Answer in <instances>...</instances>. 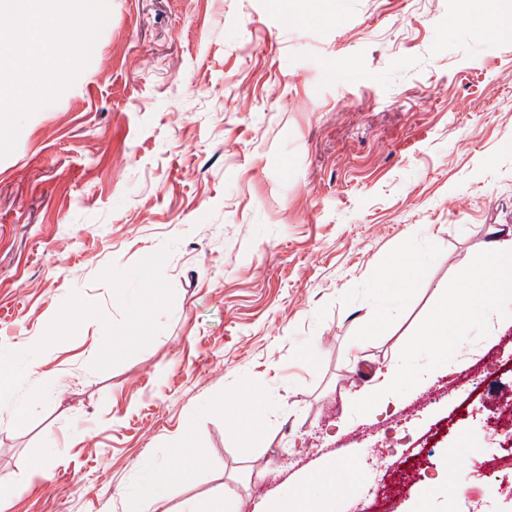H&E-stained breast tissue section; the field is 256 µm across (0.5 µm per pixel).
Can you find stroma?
Returning a JSON list of instances; mask_svg holds the SVG:
<instances>
[{
  "label": "stroma",
  "mask_w": 512,
  "mask_h": 512,
  "mask_svg": "<svg viewBox=\"0 0 512 512\" xmlns=\"http://www.w3.org/2000/svg\"><path fill=\"white\" fill-rule=\"evenodd\" d=\"M88 65L0 159V358L27 415L12 512H165L216 489L263 512L327 466L420 477L392 512H512L477 451L512 395V302L448 371L355 395L512 230V0H107ZM411 249L423 273H383ZM73 322L51 324L61 309ZM315 347L313 363L302 351ZM251 391V443L224 412ZM190 451H183L185 440ZM421 265L412 251H403L384 272V279L397 294L406 295L421 276ZM385 377V386L382 390L363 394L355 400V405L360 411L371 416L397 403L399 397L397 386L401 380L405 379L403 367L398 364L390 365ZM48 470V459H44L31 469L27 484L30 485L34 481L43 478ZM25 485L0 484V511L9 512L14 504L15 499L22 493Z\"/></svg>",
  "instance_id": "35a3bbf8"
}]
</instances>
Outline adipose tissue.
<instances>
[{
    "instance_id": "adipose-tissue-1",
    "label": "adipose tissue",
    "mask_w": 512,
    "mask_h": 512,
    "mask_svg": "<svg viewBox=\"0 0 512 512\" xmlns=\"http://www.w3.org/2000/svg\"><path fill=\"white\" fill-rule=\"evenodd\" d=\"M441 299L423 327L425 360L411 374H404L400 365H390L382 390L359 396L355 404L374 415L396 404L401 380H411L418 387L426 386L448 366L447 336L449 329L464 330L474 319L492 312L497 302L512 297V232L494 234L486 243L478 262L469 270L463 287H440Z\"/></svg>"
}]
</instances>
